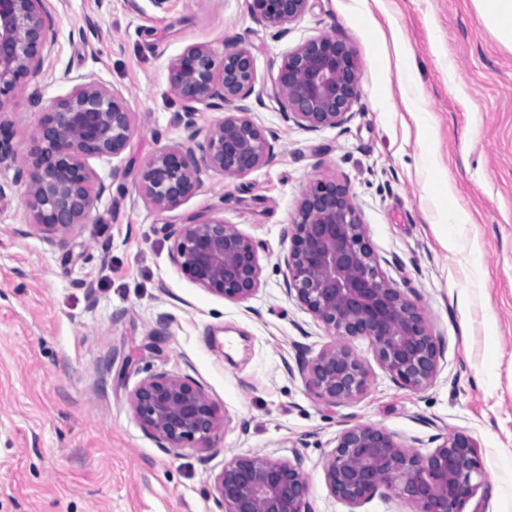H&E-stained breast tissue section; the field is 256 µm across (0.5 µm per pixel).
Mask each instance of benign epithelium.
I'll list each match as a JSON object with an SVG mask.
<instances>
[{"mask_svg": "<svg viewBox=\"0 0 512 512\" xmlns=\"http://www.w3.org/2000/svg\"><path fill=\"white\" fill-rule=\"evenodd\" d=\"M45 0H0V112L38 81L46 46L55 31ZM310 0H251L260 24L278 29L301 18ZM168 82L181 110L170 123L185 142L154 153L138 172L144 204L174 211L204 186L211 172L243 177L275 158L276 136L260 127L246 101L254 92L251 50L236 44L217 54L192 44L168 66ZM284 121L310 131L341 127L352 117L359 94V64L353 50L329 35L311 38L288 52L272 80ZM224 117L207 128V110ZM135 118L117 89L88 77L55 101L38 120L32 160L16 169L12 184L24 187L35 229L52 246H64L112 184L89 165L125 151ZM202 142H197L198 138ZM171 259L194 283L236 301L253 298L261 266L252 239L235 224L211 219L170 225ZM285 286L341 344H332L302 367L308 387L336 405L360 395L368 374L343 341H369L382 367L401 386L425 387L434 377L438 346L416 303L379 267L364 224L346 186L316 178L305 190L288 226ZM129 403L141 429L166 451L195 448L213 454L224 436V416L191 378L166 372L144 378ZM327 457L330 492L357 512L378 491L416 507V512H462L481 486L477 443L451 433L426 454L399 443L386 431L357 424L343 429ZM214 499L221 512H312L308 479L300 463L259 454L237 455L215 476Z\"/></svg>", "mask_w": 512, "mask_h": 512, "instance_id": "benign-epithelium-1", "label": "benign epithelium"}]
</instances>
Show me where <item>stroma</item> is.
Returning a JSON list of instances; mask_svg holds the SVG:
<instances>
[{"label": "stroma", "instance_id": "stroma-1", "mask_svg": "<svg viewBox=\"0 0 512 512\" xmlns=\"http://www.w3.org/2000/svg\"><path fill=\"white\" fill-rule=\"evenodd\" d=\"M56 37L43 76L15 98L13 154L0 182L26 165L42 111L84 76L121 89L136 130L101 177L122 188L49 247L22 188L0 197V512H219L212 483L226 460L301 459L313 512H348L325 480L339 432L371 425L425 454L462 432L479 446L484 483L463 512H512V49L473 0H311L284 38L248 0H48ZM331 35L361 69L354 116L305 130L271 92L284 55ZM241 43L254 56L249 102L275 133L274 161L247 176L206 177L171 212L147 208L136 175L162 146L180 103L167 78L185 47ZM347 186L382 271L424 313L439 347L434 378L400 386L369 342L349 346L364 392L330 406L302 366L334 338L284 281L286 229L312 178ZM468 223L448 224V208ZM222 219L255 243L256 295L239 303L189 280L171 259L169 227ZM196 381L225 417L221 451L174 454L143 432L129 405L154 372Z\"/></svg>", "mask_w": 512, "mask_h": 512}]
</instances>
